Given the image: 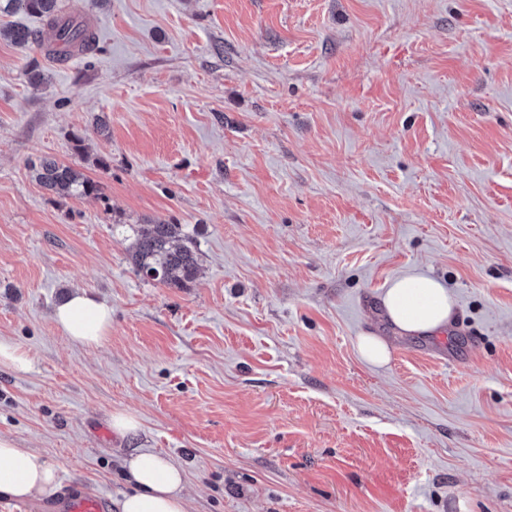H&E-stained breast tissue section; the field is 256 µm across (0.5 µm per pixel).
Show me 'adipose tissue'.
Masks as SVG:
<instances>
[{
    "mask_svg": "<svg viewBox=\"0 0 512 512\" xmlns=\"http://www.w3.org/2000/svg\"><path fill=\"white\" fill-rule=\"evenodd\" d=\"M385 314L399 332L426 336L446 327L454 316L453 295L435 278L414 273L393 279L381 298ZM63 334L82 346L99 344L112 329V310L86 294H72L57 309ZM132 489L118 503L120 512H187L185 473L166 456L143 450L127 462ZM58 470L41 454L0 436V496L25 500L57 484Z\"/></svg>",
    "mask_w": 512,
    "mask_h": 512,
    "instance_id": "ef3b65f1",
    "label": "adipose tissue"
}]
</instances>
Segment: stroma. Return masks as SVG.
<instances>
[{"label":"stroma","mask_w":512,"mask_h":512,"mask_svg":"<svg viewBox=\"0 0 512 512\" xmlns=\"http://www.w3.org/2000/svg\"><path fill=\"white\" fill-rule=\"evenodd\" d=\"M61 6L97 52L0 37V339L32 357L0 366V435L113 502L153 450L189 512H512V0ZM46 157L102 198L44 189ZM158 218L190 287L128 263ZM414 272L454 296L446 333L386 320ZM77 289L112 309L93 347L54 321ZM128 260L142 280L171 288H187L201 270L198 252L182 225L166 220L138 226ZM357 348L361 357L370 364L380 366L390 359L389 345L380 336L370 333L358 336Z\"/></svg>","instance_id":"obj_1"}]
</instances>
